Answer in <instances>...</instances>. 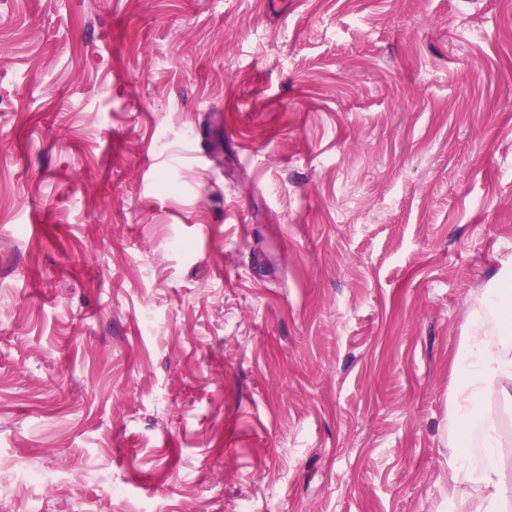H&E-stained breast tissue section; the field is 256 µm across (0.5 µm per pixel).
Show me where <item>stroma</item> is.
I'll use <instances>...</instances> for the list:
<instances>
[{
	"mask_svg": "<svg viewBox=\"0 0 512 512\" xmlns=\"http://www.w3.org/2000/svg\"><path fill=\"white\" fill-rule=\"evenodd\" d=\"M0 0V512H434L512 260V0Z\"/></svg>",
	"mask_w": 512,
	"mask_h": 512,
	"instance_id": "35a3bbf8",
	"label": "stroma"
}]
</instances>
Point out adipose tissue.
<instances>
[{
    "instance_id": "adipose-tissue-1",
    "label": "adipose tissue",
    "mask_w": 512,
    "mask_h": 512,
    "mask_svg": "<svg viewBox=\"0 0 512 512\" xmlns=\"http://www.w3.org/2000/svg\"><path fill=\"white\" fill-rule=\"evenodd\" d=\"M512 410V266L475 294L452 358L442 499L468 512H512V459L501 409ZM479 458H472V448Z\"/></svg>"
}]
</instances>
